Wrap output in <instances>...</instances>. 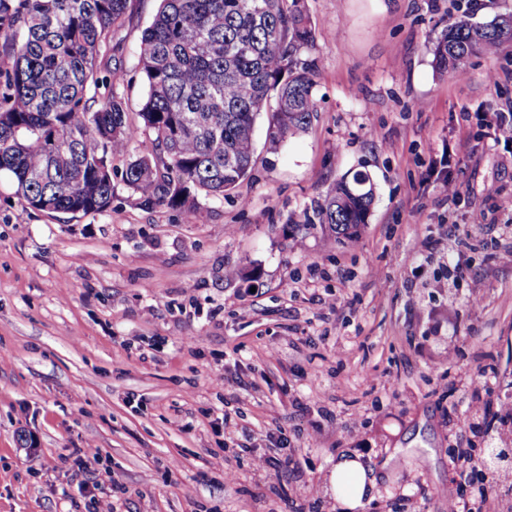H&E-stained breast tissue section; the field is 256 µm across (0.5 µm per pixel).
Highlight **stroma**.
<instances>
[{
  "mask_svg": "<svg viewBox=\"0 0 512 512\" xmlns=\"http://www.w3.org/2000/svg\"><path fill=\"white\" fill-rule=\"evenodd\" d=\"M159 5L131 0L114 35L112 89L133 116ZM307 6L311 125L270 153L259 117L252 176L224 200L146 210L119 182L111 210L72 219L25 208L0 176V512H98L87 481L118 486L117 512H341L326 476L344 453L378 476L363 512H448L452 497L512 512L498 475L461 482L455 454L512 435L495 416L512 404V143L492 134L512 50L460 78L436 76L427 51L457 11L486 22L512 0ZM446 152L452 203L432 172ZM357 171L376 188L357 243L292 234ZM237 266L258 282L226 280ZM88 445L100 460L82 471ZM261 456L289 464L266 472Z\"/></svg>",
  "mask_w": 512,
  "mask_h": 512,
  "instance_id": "35a3bbf8",
  "label": "stroma"
}]
</instances>
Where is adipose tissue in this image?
Wrapping results in <instances>:
<instances>
[{"instance_id": "1", "label": "adipose tissue", "mask_w": 512, "mask_h": 512, "mask_svg": "<svg viewBox=\"0 0 512 512\" xmlns=\"http://www.w3.org/2000/svg\"><path fill=\"white\" fill-rule=\"evenodd\" d=\"M329 484L344 512H360L378 492L373 469L366 467L356 454L338 457L331 470Z\"/></svg>"}]
</instances>
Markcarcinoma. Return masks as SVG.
<instances>
[{
  "label": "carcinoma",
  "mask_w": 512,
  "mask_h": 512,
  "mask_svg": "<svg viewBox=\"0 0 512 512\" xmlns=\"http://www.w3.org/2000/svg\"><path fill=\"white\" fill-rule=\"evenodd\" d=\"M130 0H0V174L26 208L101 214L112 208V158L134 205L191 215L222 199L256 163L257 117L275 151L306 131L316 111L319 56L307 0H161L142 33L146 93L139 134L101 57L130 18ZM441 76L512 44V11L489 22L462 13L429 36ZM368 174L343 177L302 229L358 241L375 204Z\"/></svg>",
  "instance_id": "obj_1"
}]
</instances>
